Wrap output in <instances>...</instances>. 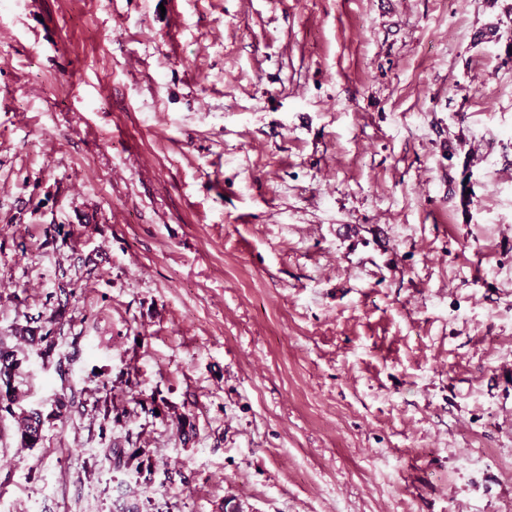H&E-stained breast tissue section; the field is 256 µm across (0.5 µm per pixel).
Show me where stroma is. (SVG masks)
Here are the masks:
<instances>
[{"label":"stroma","mask_w":512,"mask_h":512,"mask_svg":"<svg viewBox=\"0 0 512 512\" xmlns=\"http://www.w3.org/2000/svg\"><path fill=\"white\" fill-rule=\"evenodd\" d=\"M511 46L512 0L1 8L0 336L63 324L0 512H512ZM112 453L118 457L120 464L125 469H134L138 472L145 464H147L146 468L150 467L149 451L145 448H133L128 451H125L124 448H116Z\"/></svg>","instance_id":"35a3bbf8"}]
</instances>
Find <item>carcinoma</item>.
I'll list each match as a JSON object with an SVG mask.
<instances>
[{"instance_id": "cac0c4a2", "label": "carcinoma", "mask_w": 512, "mask_h": 512, "mask_svg": "<svg viewBox=\"0 0 512 512\" xmlns=\"http://www.w3.org/2000/svg\"><path fill=\"white\" fill-rule=\"evenodd\" d=\"M60 319L61 313L57 311L51 312L46 318L31 317L27 320V325L12 332L13 338L31 346L43 345L48 351L53 346L55 326ZM16 367L17 360L12 347L8 345V337L0 336V416L4 414L11 416L17 423L21 445L25 448H33L41 440L43 418L39 410L21 407L22 398L12 385ZM112 453L118 457L123 468L137 472L150 460L149 451L144 448L128 451L123 448H114Z\"/></svg>"}]
</instances>
